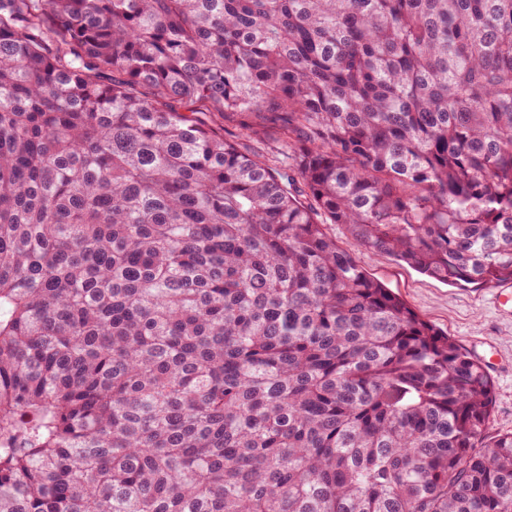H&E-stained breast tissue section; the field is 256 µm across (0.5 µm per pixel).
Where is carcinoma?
<instances>
[{
    "instance_id": "carcinoma-1",
    "label": "carcinoma",
    "mask_w": 512,
    "mask_h": 512,
    "mask_svg": "<svg viewBox=\"0 0 512 512\" xmlns=\"http://www.w3.org/2000/svg\"><path fill=\"white\" fill-rule=\"evenodd\" d=\"M328 224L512 281V0H0V512H512L485 368ZM177 107L180 105L175 104ZM180 112H197V117L206 120L210 125L224 129V135L234 140L239 148L245 152L263 155L269 160L282 158L289 152V140L277 126L259 119L242 120L233 114H223L215 111L209 104L197 103L193 106H181ZM245 124L254 127L255 133L245 129Z\"/></svg>"
}]
</instances>
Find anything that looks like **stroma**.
I'll return each instance as SVG.
<instances>
[{
  "label": "stroma",
  "mask_w": 512,
  "mask_h": 512,
  "mask_svg": "<svg viewBox=\"0 0 512 512\" xmlns=\"http://www.w3.org/2000/svg\"><path fill=\"white\" fill-rule=\"evenodd\" d=\"M193 110L210 125L222 128L225 136L243 151L270 160L289 152L288 138L272 123L255 118L247 122L236 115L217 112L206 103L195 104ZM328 231L373 278L485 363L494 391L486 435L492 438L512 432V310L495 304L492 289L449 286L388 255L361 249L341 225H329Z\"/></svg>",
  "instance_id": "stroma-1"
}]
</instances>
